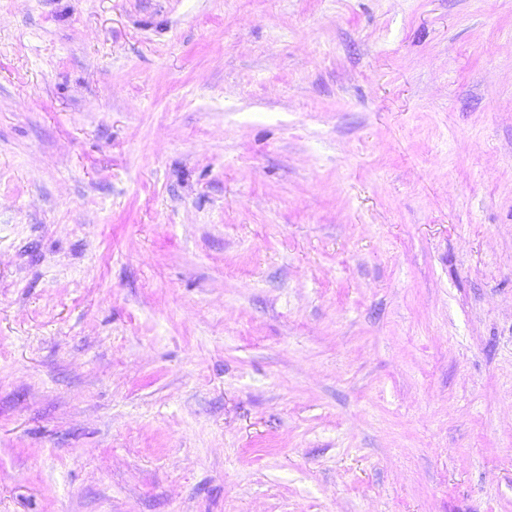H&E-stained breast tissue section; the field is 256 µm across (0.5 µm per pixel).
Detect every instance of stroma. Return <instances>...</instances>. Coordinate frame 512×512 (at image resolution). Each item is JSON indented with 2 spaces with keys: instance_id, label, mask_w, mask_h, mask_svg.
<instances>
[{
  "instance_id": "obj_1",
  "label": "stroma",
  "mask_w": 512,
  "mask_h": 512,
  "mask_svg": "<svg viewBox=\"0 0 512 512\" xmlns=\"http://www.w3.org/2000/svg\"><path fill=\"white\" fill-rule=\"evenodd\" d=\"M0 512H512V0H0Z\"/></svg>"
}]
</instances>
